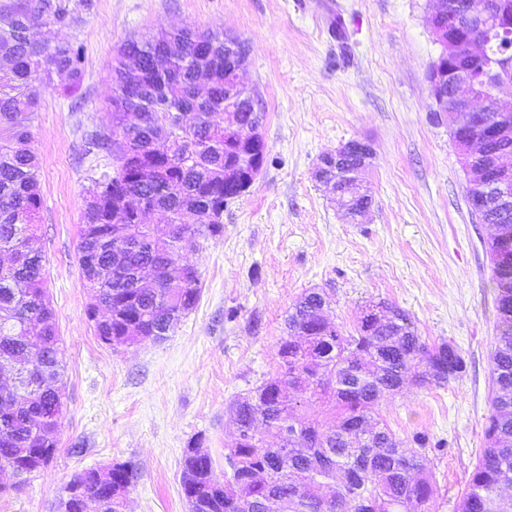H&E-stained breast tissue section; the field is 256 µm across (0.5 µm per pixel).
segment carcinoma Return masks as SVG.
<instances>
[{"instance_id":"1","label":"carcinoma","mask_w":512,"mask_h":512,"mask_svg":"<svg viewBox=\"0 0 512 512\" xmlns=\"http://www.w3.org/2000/svg\"><path fill=\"white\" fill-rule=\"evenodd\" d=\"M92 0H0V364L34 370L39 390L0 404V493L20 491L57 451L63 416L66 362L46 288L43 254L31 247L40 223L39 165L31 149L32 119L40 88L53 76L65 97L75 95L83 56L77 40L55 43L32 35L37 27L78 30ZM486 28L466 27V0L434 23L435 38L488 40L493 91L476 112L451 127L470 207L494 229L487 241L499 334L491 353V412L484 448L458 512H512V100L494 88L512 82V49ZM246 43L218 30L182 28L127 40L112 68L111 123L89 150L112 157V172L94 181L82 213L77 246L81 274L90 282L89 317L98 338L127 346L138 336H164L200 298V276L182 279L174 263L189 237L214 238L221 224H206L242 195V183L224 177V163L240 147L224 134L216 115L243 126L264 122L262 109L224 87V72L246 59ZM490 127L499 136L479 150L471 141ZM326 178L356 210L369 203L362 184L346 172ZM327 297H300L288 315L278 346L279 369L232 404L244 433L224 444V483L214 479L213 460L186 453L182 487L188 512H427L432 472L425 470L426 438L402 441L373 411L382 398L399 394L406 381L440 387L457 379L465 361L457 348L430 345L418 336L408 313L386 302L360 312L354 331L328 329ZM107 310L104 319L98 307ZM319 405L316 412L311 410ZM262 421L276 438L246 430ZM134 470L112 466V482L97 469L73 476L67 512H82L90 499L98 512H124Z\"/></svg>"}]
</instances>
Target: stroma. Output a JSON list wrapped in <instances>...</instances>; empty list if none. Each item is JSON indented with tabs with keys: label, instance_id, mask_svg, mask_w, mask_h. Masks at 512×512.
I'll return each mask as SVG.
<instances>
[{
	"label": "stroma",
	"instance_id": "1",
	"mask_svg": "<svg viewBox=\"0 0 512 512\" xmlns=\"http://www.w3.org/2000/svg\"><path fill=\"white\" fill-rule=\"evenodd\" d=\"M432 0H93L78 33L81 88L41 91L31 146L43 205L35 247L65 349L67 384L58 450L0 512H54L72 477L130 463L126 512H187L182 460L198 448L224 477L230 405L278 367L297 299L328 294L327 317L352 327L384 300L409 313L426 342L465 359L444 387H405L379 414L412 446L428 438L436 479L430 512H457L483 449L490 414V351L497 288L486 242L466 199L467 177L448 117H434L427 75L440 47ZM341 17L345 40L330 29ZM186 26L244 40L240 73L260 94L265 162L224 208V231L186 258L200 299L160 343L112 347L95 334L77 262L83 198L112 159L88 149L109 125V76L118 48L144 33ZM352 140L372 144V205L352 223L314 178L320 157Z\"/></svg>",
	"mask_w": 512,
	"mask_h": 512
}]
</instances>
